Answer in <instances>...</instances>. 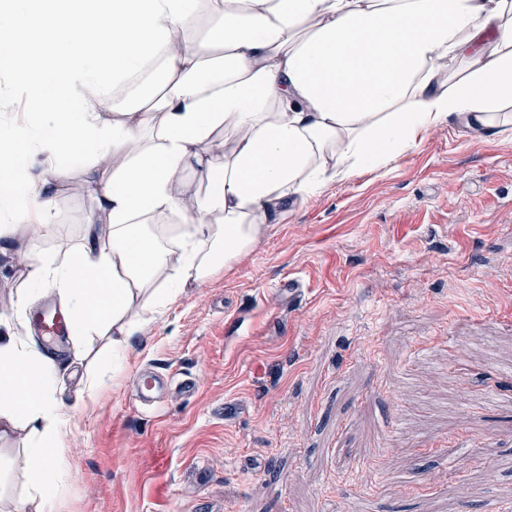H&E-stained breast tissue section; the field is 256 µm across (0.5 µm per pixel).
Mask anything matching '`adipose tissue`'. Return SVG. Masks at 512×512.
<instances>
[{
    "mask_svg": "<svg viewBox=\"0 0 512 512\" xmlns=\"http://www.w3.org/2000/svg\"><path fill=\"white\" fill-rule=\"evenodd\" d=\"M217 23L199 41L187 28ZM463 67L447 72V62ZM0 240L53 235V174L16 187L23 157L68 158L99 204L64 262L28 253L81 337L111 328L120 373L142 297L207 282L266 231L268 209L383 167L446 122L512 126V0H0ZM195 170L197 183L186 182ZM176 220L169 246L145 230ZM69 415L57 362L0 336V427L30 426V490L61 512Z\"/></svg>",
    "mask_w": 512,
    "mask_h": 512,
    "instance_id": "ef3b65f1",
    "label": "adipose tissue"
}]
</instances>
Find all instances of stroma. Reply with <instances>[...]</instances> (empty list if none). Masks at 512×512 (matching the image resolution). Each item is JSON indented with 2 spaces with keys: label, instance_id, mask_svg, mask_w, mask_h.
Instances as JSON below:
<instances>
[{
  "label": "stroma",
  "instance_id": "35a3bbf8",
  "mask_svg": "<svg viewBox=\"0 0 512 512\" xmlns=\"http://www.w3.org/2000/svg\"><path fill=\"white\" fill-rule=\"evenodd\" d=\"M93 206L60 194L58 233L33 251L66 260ZM267 222L208 283L141 313L96 399L84 381L111 333L57 356L64 512H512V130L446 122ZM15 257L0 251V333L31 341ZM144 369L196 391L142 405ZM30 439L0 432V512L41 510Z\"/></svg>",
  "mask_w": 512,
  "mask_h": 512
}]
</instances>
